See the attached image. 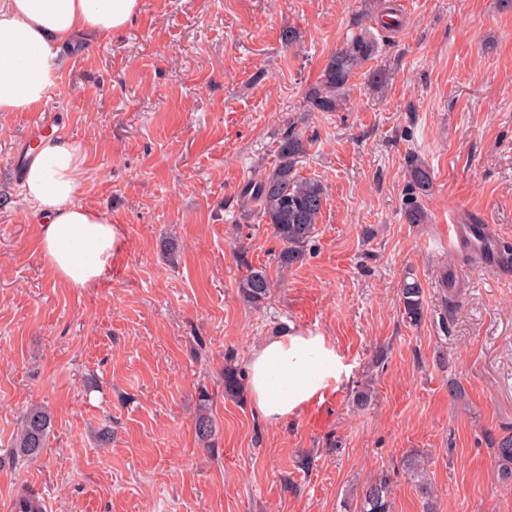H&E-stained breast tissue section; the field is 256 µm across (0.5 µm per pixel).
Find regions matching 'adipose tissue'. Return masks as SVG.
Segmentation results:
<instances>
[{
  "label": "adipose tissue",
  "mask_w": 512,
  "mask_h": 512,
  "mask_svg": "<svg viewBox=\"0 0 512 512\" xmlns=\"http://www.w3.org/2000/svg\"><path fill=\"white\" fill-rule=\"evenodd\" d=\"M140 8L141 0H0V112L29 111L42 102L59 67L53 46L81 33L121 31ZM85 173L83 145L61 135L42 138L24 172V192L40 218V255L70 288L106 279L124 244L118 225L78 202ZM342 370L324 337L269 338L250 360L251 401L264 419L279 422Z\"/></svg>",
  "instance_id": "1"
}]
</instances>
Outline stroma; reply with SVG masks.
Returning a JSON list of instances; mask_svg holds the SVG:
<instances>
[{"instance_id": "35a3bbf8", "label": "stroma", "mask_w": 512, "mask_h": 512, "mask_svg": "<svg viewBox=\"0 0 512 512\" xmlns=\"http://www.w3.org/2000/svg\"><path fill=\"white\" fill-rule=\"evenodd\" d=\"M361 25L384 86L357 73L336 111L313 110L307 91ZM63 56L36 109L0 113V501L30 481L49 512H340L385 470L395 512H425L402 470L415 449L437 512H512L491 451L512 432V256L488 270L439 233L477 218L512 246V0H142L123 32L77 37ZM42 119L85 147L78 201L124 234L90 288L63 286L38 251L20 184ZM291 127L300 174L326 194L303 260L282 269L239 192ZM411 153L434 177L422 224L403 217ZM251 267L273 283L258 308L238 292ZM409 272L424 289L417 326L399 302ZM285 333L325 337L344 370L272 424L225 398L224 363L248 369ZM203 389L209 447L194 426ZM35 403L49 444L12 463Z\"/></svg>"}]
</instances>
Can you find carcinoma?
I'll return each mask as SVG.
<instances>
[{"label": "carcinoma", "instance_id": "obj_1", "mask_svg": "<svg viewBox=\"0 0 512 512\" xmlns=\"http://www.w3.org/2000/svg\"><path fill=\"white\" fill-rule=\"evenodd\" d=\"M378 52V42L367 29H360L347 38L327 60L317 83L306 99L320 112H333L340 105L341 97L358 70L372 61ZM306 151V144L294 129L284 133L276 148V160L264 175L244 185L240 198L254 207L256 215L273 227L280 242L277 264L290 267L302 260L312 241L322 213L325 187L316 178L302 176L297 168ZM404 218L409 224H422L425 212L420 198L433 186V176L428 165L416 156L408 158ZM272 288L266 271L253 269L240 280L238 290L245 302L261 305ZM403 316L413 325H420L425 314L424 291L415 277L403 281L400 288ZM245 374L234 364L224 365V397L236 401L244 399ZM209 394L201 391L199 408L195 416L198 438L208 443L217 431L209 411ZM53 431L51 414L41 405L32 404L24 412L11 444L13 457L34 459L47 447ZM492 452L498 480L505 486L512 485V434L492 441ZM427 461L415 450L407 453L403 466L413 477L416 489L425 501L426 512H432L433 487L428 478ZM356 510L346 512H394L393 486L384 471L352 490Z\"/></svg>", "mask_w": 512, "mask_h": 512}]
</instances>
